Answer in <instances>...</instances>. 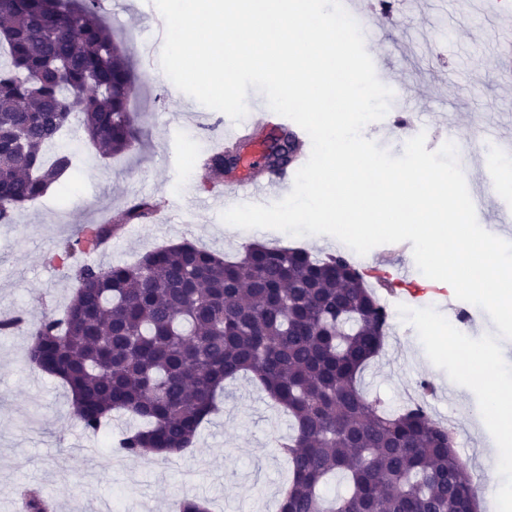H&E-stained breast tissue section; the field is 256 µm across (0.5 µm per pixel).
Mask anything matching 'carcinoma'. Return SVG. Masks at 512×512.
Wrapping results in <instances>:
<instances>
[{"label":"carcinoma","mask_w":512,"mask_h":512,"mask_svg":"<svg viewBox=\"0 0 512 512\" xmlns=\"http://www.w3.org/2000/svg\"><path fill=\"white\" fill-rule=\"evenodd\" d=\"M0 224L72 173L73 153L46 151L72 117L105 156L135 148L136 79L96 0H0ZM264 169L292 164V131L270 133ZM237 164L230 147L215 174ZM160 202H130L50 261L78 287L64 313L29 329L26 362L75 393L74 413L96 433L122 411L142 426L113 451L140 457L193 447L224 383L245 374L288 413L278 441L291 477L277 512H476L477 488L448 428L425 406L390 411L366 398L363 371L382 348L388 317L365 274L343 253L249 243L227 257L184 241L131 264H72L112 224L151 218ZM339 475L346 489L326 492ZM28 512H50L38 490Z\"/></svg>","instance_id":"carcinoma-1"}]
</instances>
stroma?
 Returning a JSON list of instances; mask_svg holds the SVG:
<instances>
[{
  "label": "stroma",
  "mask_w": 512,
  "mask_h": 512,
  "mask_svg": "<svg viewBox=\"0 0 512 512\" xmlns=\"http://www.w3.org/2000/svg\"><path fill=\"white\" fill-rule=\"evenodd\" d=\"M153 0H112L99 11L122 37L138 77L132 99L141 146L119 157H101L84 145L79 126L59 144L79 142L78 172L19 210L14 223L0 224V314L24 311L28 323L44 309L63 308L77 283L49 255L73 241L82 224H95L140 198L175 199V208L152 221L116 225L101 264L131 262L160 246L189 240L219 254H235L254 235L271 246L302 247L312 253H348L328 235L290 236L225 224L203 193L188 196V177L177 162L192 146L216 136L222 112L181 92L163 69H151L137 39L148 26ZM367 52L385 51L383 84L417 100L412 118L423 129L453 120L467 143L477 144L475 188L497 157L479 142L480 129L499 124L512 136V91L504 90L492 65L494 43L486 16L471 0H415L378 30ZM369 285L413 264L412 251L383 244L357 256ZM29 336H0V512H14L20 486L35 485L49 496L53 512H176L186 496L207 501L210 512H275L288 476L275 443L288 433V418L249 379L229 385L220 411L200 428L189 452L114 462L112 443L126 419L113 418L98 433L86 432L73 414L71 394L58 379L26 363ZM430 379L453 389L452 402L433 400L430 411L446 418L459 440L456 450L474 478L491 477L485 450L491 441L474 393L453 385L427 358L416 330L401 317L390 320L380 354L364 373L362 388L391 408L402 405L408 386Z\"/></svg>",
  "instance_id": "1"
}]
</instances>
